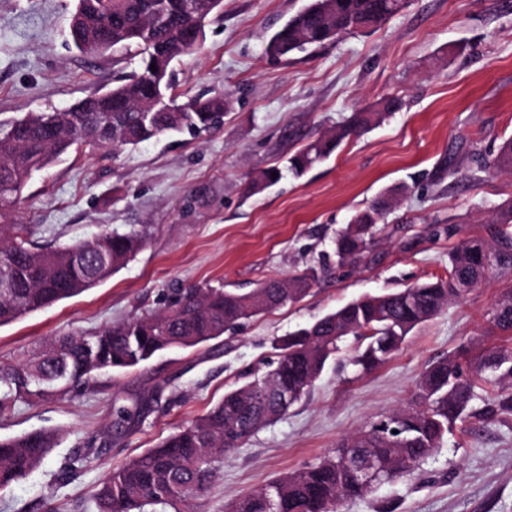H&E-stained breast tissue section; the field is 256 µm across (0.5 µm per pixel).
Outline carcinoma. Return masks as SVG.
Instances as JSON below:
<instances>
[{
	"instance_id": "carcinoma-1",
	"label": "carcinoma",
	"mask_w": 512,
	"mask_h": 512,
	"mask_svg": "<svg viewBox=\"0 0 512 512\" xmlns=\"http://www.w3.org/2000/svg\"><path fill=\"white\" fill-rule=\"evenodd\" d=\"M78 0L70 38L80 51L110 46L135 51L138 67L109 90L74 103L66 112H29L0 121V218L13 210L33 170L47 167L82 144L135 147L163 135H201L221 126L227 102L216 94L180 102L169 94L172 64L197 46L191 32L204 36L209 12L190 16L183 0ZM407 0H309L277 29L265 45L279 59L334 40L340 32L382 24L402 12ZM164 59L158 72L151 63ZM387 98L352 113L330 135L320 136L288 159V170L303 175L327 159L347 137L360 136L398 111ZM487 166L512 173V139L504 141ZM267 169L249 187L254 195L276 183ZM400 189L389 190L355 211L336 232L332 252L339 266H354L375 245L379 222L395 206ZM144 246L138 232L101 233L89 240L46 247L27 224H0V326L31 312L76 297L112 276ZM512 268V198L497 206L482 236L459 239L448 254V278L350 300L280 340L276 361L243 385L224 393L194 422L178 428L140 455L112 468L96 493L97 512H183L216 476L224 457L308 393L326 366L348 343L349 364L359 375L385 364L407 335L438 315L490 271ZM315 271L286 279H266L247 292L222 286L180 288L166 310L106 325L91 333L56 336L25 364L0 365V417L17 402L50 398L87 387L103 371L133 368L155 355L217 339L241 321L294 304L310 294ZM492 327L512 340V291L490 310ZM286 384L293 398L249 401L269 385ZM498 390L494 398L490 391ZM484 401L486 413L512 409V346L465 351L429 364L421 374L413 404L384 415L344 439L333 455L273 479L233 505V512H340L347 501L364 499L378 487L405 478L457 423L468 417V403ZM60 433L37 430L0 437V490L36 471L57 447ZM357 448L382 465L377 485L363 483L347 465Z\"/></svg>"
}]
</instances>
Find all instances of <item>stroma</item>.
I'll list each match as a JSON object with an SVG mask.
<instances>
[{"instance_id":"1","label":"stroma","mask_w":512,"mask_h":512,"mask_svg":"<svg viewBox=\"0 0 512 512\" xmlns=\"http://www.w3.org/2000/svg\"><path fill=\"white\" fill-rule=\"evenodd\" d=\"M305 0H224L200 48L174 65L180 98L231 101L201 136H161L136 148L87 145L27 180L14 211L42 243L142 232L145 246L99 286L0 327V364L16 365L48 338L87 333L159 312L191 285L253 288L314 265L338 229L389 188L406 185L378 245L357 267L321 276L302 301L244 321L220 339L99 376L89 389L18 402L0 437L58 429L42 466L7 490L0 512H96L113 466L195 420L276 359L274 342L352 298L448 276L462 225L480 236L492 208L512 199V176L485 162L512 138V0H409L383 24L275 61L265 43ZM77 0H0V120L61 111L131 73L126 50L83 53L69 43ZM402 103L378 128L345 139L302 177L286 173L304 145L352 112ZM284 169L247 196L260 170ZM512 288L497 271L409 333L384 365L357 377L327 367L279 420L226 457L190 512H228L241 495L332 454L350 433L409 405L426 366L498 344L488 313ZM138 405L121 434L113 404ZM470 402L414 476L380 487L343 512H512V412Z\"/></svg>"}]
</instances>
